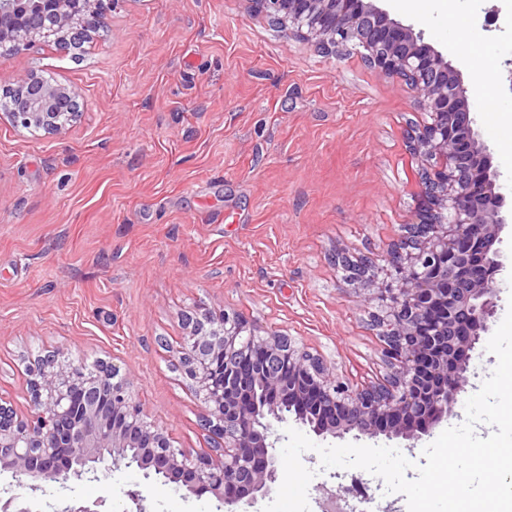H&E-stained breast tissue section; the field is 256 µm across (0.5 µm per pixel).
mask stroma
Returning <instances> with one entry per match:
<instances>
[{
    "instance_id": "stroma-1",
    "label": "stroma",
    "mask_w": 512,
    "mask_h": 512,
    "mask_svg": "<svg viewBox=\"0 0 512 512\" xmlns=\"http://www.w3.org/2000/svg\"><path fill=\"white\" fill-rule=\"evenodd\" d=\"M461 73L503 192L512 196V28L477 27L473 14L512 0H439L427 18L383 0ZM29 73L79 95L61 138L0 124V400L28 410L27 361L55 347L131 374L149 419L191 454L208 451L203 404L173 365L184 311L237 313L292 336L350 388L390 373L368 290L334 257L381 262L414 222L421 190L409 124L429 122L404 82L381 76L354 49L322 53L287 37L245 0H114L81 49L44 43L0 61V86ZM497 359L478 344L454 411L410 442L388 446L422 462L424 448L461 424L465 403ZM315 437L310 512L324 489L361 512H408L405 495L361 469H322ZM215 512L135 468L100 469L66 492L102 512Z\"/></svg>"
}]
</instances>
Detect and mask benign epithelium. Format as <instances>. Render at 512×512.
Returning a JSON list of instances; mask_svg holds the SVG:
<instances>
[{
	"label": "benign epithelium",
	"mask_w": 512,
	"mask_h": 512,
	"mask_svg": "<svg viewBox=\"0 0 512 512\" xmlns=\"http://www.w3.org/2000/svg\"><path fill=\"white\" fill-rule=\"evenodd\" d=\"M257 15L332 52L352 45L386 78L417 94L431 122L407 132L422 160L417 219L384 257L386 283L373 326L391 369L386 384L352 389L333 369L279 331L206 308L183 314L176 367L204 404L217 443L196 456L173 446L148 420L134 383L105 360L75 364L59 348L29 361V411L0 402V471L32 491L38 482L82 481L109 462L174 483L185 496L213 495L227 512L266 497L281 462L268 441L272 422L293 418L318 436L354 432L417 440L453 412L471 353L496 312L504 268L496 244L508 226L493 155L475 129L459 70L377 0H247ZM112 0H0V48L38 42L64 49L91 39ZM12 106L0 123L59 138L80 115L78 94L34 73L0 90ZM347 279L369 266L336 254ZM103 501L69 498L55 512H101ZM0 512H42L33 497L0 498Z\"/></svg>",
	"instance_id": "1"
}]
</instances>
